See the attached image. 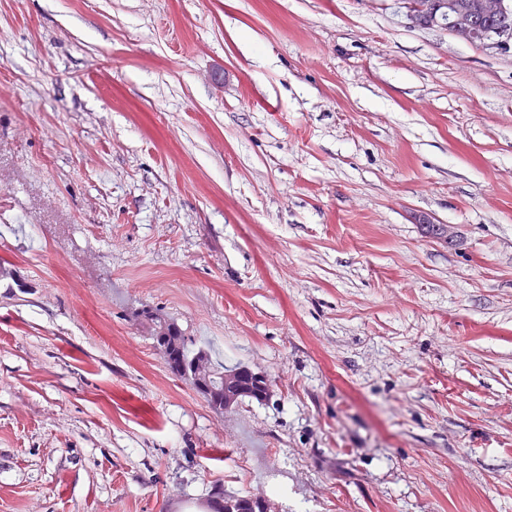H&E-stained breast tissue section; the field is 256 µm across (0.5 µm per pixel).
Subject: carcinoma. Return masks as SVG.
<instances>
[{"label": "carcinoma", "instance_id": "carcinoma-1", "mask_svg": "<svg viewBox=\"0 0 512 512\" xmlns=\"http://www.w3.org/2000/svg\"><path fill=\"white\" fill-rule=\"evenodd\" d=\"M152 339L165 347L168 369L205 398L214 411L222 413L246 399L262 401L266 398L268 390L265 388H259L252 394H244L233 387L224 389V400L220 402L208 398V385L224 384V365L213 361L206 351L194 349L191 338L172 321L154 318ZM219 499L224 501V512H262L259 501L245 495L226 494L222 491L213 493L210 507H216Z\"/></svg>", "mask_w": 512, "mask_h": 512}]
</instances>
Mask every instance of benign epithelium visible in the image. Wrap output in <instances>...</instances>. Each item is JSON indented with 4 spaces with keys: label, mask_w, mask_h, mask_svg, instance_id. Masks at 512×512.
I'll return each mask as SVG.
<instances>
[{
    "label": "benign epithelium",
    "mask_w": 512,
    "mask_h": 512,
    "mask_svg": "<svg viewBox=\"0 0 512 512\" xmlns=\"http://www.w3.org/2000/svg\"><path fill=\"white\" fill-rule=\"evenodd\" d=\"M512 11V0H480L479 12L491 18L508 15ZM405 16L413 27H440L463 41L469 43L481 37V48L485 51H505L512 47V31L492 29L479 34L475 20L461 11L455 0H443L441 9L426 13L422 7L405 4Z\"/></svg>",
    "instance_id": "1"
}]
</instances>
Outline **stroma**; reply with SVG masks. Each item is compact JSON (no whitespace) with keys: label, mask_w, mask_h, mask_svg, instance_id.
<instances>
[{"label":"stroma","mask_w":512,"mask_h":512,"mask_svg":"<svg viewBox=\"0 0 512 512\" xmlns=\"http://www.w3.org/2000/svg\"><path fill=\"white\" fill-rule=\"evenodd\" d=\"M0 268V512H512V51L0 0ZM153 314L268 398L212 411ZM217 499L224 500V511L216 512H262L260 502L245 495L226 494L222 491L213 493L210 508L217 509Z\"/></svg>","instance_id":"35a3bbf8"}]
</instances>
